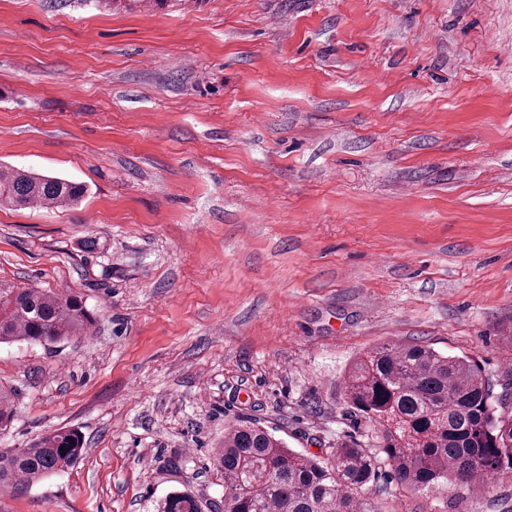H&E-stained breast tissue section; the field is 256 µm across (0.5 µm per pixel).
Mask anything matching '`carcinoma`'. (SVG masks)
I'll return each instance as SVG.
<instances>
[{
  "mask_svg": "<svg viewBox=\"0 0 512 512\" xmlns=\"http://www.w3.org/2000/svg\"><path fill=\"white\" fill-rule=\"evenodd\" d=\"M87 186L53 175L0 170V205L64 207ZM0 343L52 345L85 331L93 315L81 297L41 288L0 286ZM343 392L373 425L369 446L343 442L321 460L288 447L268 430L240 424L213 458L224 493L184 488L158 512H364L360 492L385 464L413 489L452 483L468 491L478 476L512 469V413L478 363L420 345H385L348 371ZM84 451L74 428L49 433L20 451L0 452V486L18 489L76 464Z\"/></svg>",
  "mask_w": 512,
  "mask_h": 512,
  "instance_id": "cac0c4a2",
  "label": "carcinoma"
}]
</instances>
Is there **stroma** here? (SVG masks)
Segmentation results:
<instances>
[{
  "label": "stroma",
  "mask_w": 512,
  "mask_h": 512,
  "mask_svg": "<svg viewBox=\"0 0 512 512\" xmlns=\"http://www.w3.org/2000/svg\"><path fill=\"white\" fill-rule=\"evenodd\" d=\"M0 164L87 187L0 206V283L95 317L0 344V450L86 443L0 512L220 496L243 421L370 442L342 382L387 343L476 360L512 410V0H0ZM362 497L512 512V472L470 495L383 467Z\"/></svg>",
  "instance_id": "obj_1"
}]
</instances>
